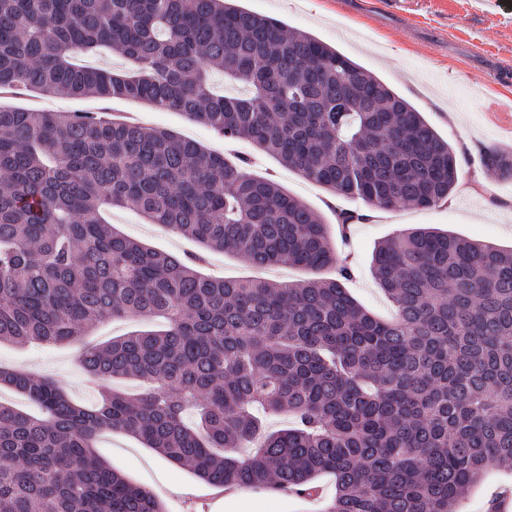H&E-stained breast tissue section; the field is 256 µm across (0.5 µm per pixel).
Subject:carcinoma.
<instances>
[{
  "mask_svg": "<svg viewBox=\"0 0 512 512\" xmlns=\"http://www.w3.org/2000/svg\"><path fill=\"white\" fill-rule=\"evenodd\" d=\"M106 52L130 68L89 63ZM216 71L247 94H216ZM0 89L182 112L372 207L436 206L460 173L448 141L369 71L235 0H0ZM483 163L512 177L503 154ZM248 166L139 122L0 107V343L163 322L81 354L92 379L150 381L141 395L103 389L80 406L0 367V388L40 408L0 402V512H165L95 455L105 430L214 486L311 495L332 474L325 512H458L488 468L512 464V248L429 228L387 239L372 259L395 307L383 321L347 293L328 225ZM110 208L256 267L336 278H210L125 236ZM253 405L292 426L238 457L263 431Z\"/></svg>",
  "mask_w": 512,
  "mask_h": 512,
  "instance_id": "cac0c4a2",
  "label": "carcinoma"
}]
</instances>
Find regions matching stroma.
Wrapping results in <instances>:
<instances>
[{"instance_id":"35a3bbf8","label":"stroma","mask_w":512,"mask_h":512,"mask_svg":"<svg viewBox=\"0 0 512 512\" xmlns=\"http://www.w3.org/2000/svg\"><path fill=\"white\" fill-rule=\"evenodd\" d=\"M241 7L311 33L382 80L409 101L463 159L447 202L431 208L379 209L336 231V210H364L363 202L330 194L249 142L225 143L208 126L180 112L162 111L135 100L103 101L66 93L0 92V105L50 112L133 115L137 122L195 140L227 159L251 156L252 171L275 179L306 202L331 226V239L353 269L348 292L373 314L387 318L392 306L371 268L376 245L412 227H432L478 242L512 246V177L481 163L484 151L512 154V0L487 7L480 0H240ZM110 221L145 244L178 256L195 255L202 273L228 279L298 281L311 271L278 266L256 269L230 251H206L193 240L168 232L128 210ZM82 344L17 347L0 345V366L35 378L50 377L78 403L96 398L79 362ZM97 451L132 483L146 487L166 512H190L194 501L211 512H324L335 493L334 475L317 478L319 492L300 497L275 488L236 491L217 488L167 461L132 436L107 432ZM512 488V466L489 469L461 499L459 512H490L494 491Z\"/></svg>"}]
</instances>
